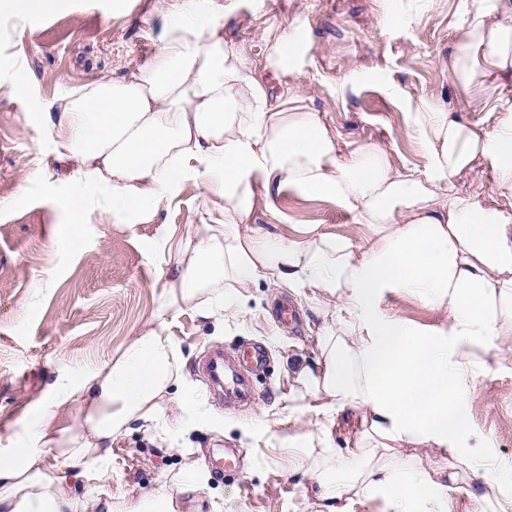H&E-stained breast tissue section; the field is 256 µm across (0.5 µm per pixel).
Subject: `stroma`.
Listing matches in <instances>:
<instances>
[{"label":"stroma","instance_id":"obj_1","mask_svg":"<svg viewBox=\"0 0 512 512\" xmlns=\"http://www.w3.org/2000/svg\"><path fill=\"white\" fill-rule=\"evenodd\" d=\"M215 1L224 8L225 38L254 58L268 36L299 22L310 108L346 141L391 145L398 167L424 166L408 128L411 102L439 97L462 108L467 123L488 119L465 108L442 68L472 0H194V7L204 14ZM165 24L158 0H65L64 10L29 18L0 9V463L18 459L41 427L69 435L72 406L53 401L61 382L83 381L162 312L177 249L203 216L191 181L143 215L113 216L101 189L72 180L40 119L74 88L148 63ZM74 196L85 205L73 241L67 202ZM250 223L286 238L365 232L334 204L260 186ZM242 293V322L206 319L191 306L168 316L166 334L183 354L182 383L171 393L195 401L180 421L134 423L113 441L106 476L114 494L149 495L192 462L209 471L213 451L229 445L239 465L221 478L210 474L195 496L200 512H318L311 476L319 453L346 447L360 411L346 407L324 426L310 408L289 418L288 402L299 390L295 363L318 361L317 329L335 310L261 284ZM283 300L296 307L295 328L274 316ZM381 309L428 329L445 321L401 290L386 292ZM255 342L270 349L253 377L257 398L226 407L194 364L208 347ZM465 390L472 444L512 466V359L467 377Z\"/></svg>","mask_w":512,"mask_h":512}]
</instances>
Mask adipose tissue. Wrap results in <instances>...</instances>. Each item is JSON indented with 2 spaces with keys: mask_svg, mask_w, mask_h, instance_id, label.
<instances>
[{
  "mask_svg": "<svg viewBox=\"0 0 512 512\" xmlns=\"http://www.w3.org/2000/svg\"><path fill=\"white\" fill-rule=\"evenodd\" d=\"M160 6L169 22L152 62L72 90L43 125L73 178L110 190L113 211H146L192 180L206 220L178 251L163 286L165 314L84 381L61 386L60 397L77 411L76 431L63 440L42 430L41 447L0 464V512H178V498L200 490L205 476L191 465L172 487L139 500L113 495L104 480L83 493L76 483L103 471L129 424L187 408L190 396L167 399L182 353L165 334V315L198 306L207 318H243L242 304L199 303L202 288L223 292L228 278L336 306L318 330L316 366L302 361L294 369L295 411L312 401L325 414L349 405L362 412L354 447L324 454L313 477L321 512H343L341 501L354 492L441 512L448 473L400 457L402 443L439 448L460 466L484 470L471 495L488 512H512V480L470 452L464 401L466 378L484 369L475 348L512 357V107L496 99L512 82V0H474L442 64L491 123L468 125L441 99L410 103L420 170L396 167L386 145L342 140L309 109L299 82L300 25L268 41L255 61L214 21L195 18L188 0ZM478 173L489 181L459 188ZM259 184L332 202L372 232L255 233L247 223ZM399 289L443 311L445 325L427 330L385 315L381 296ZM47 444L61 465H45Z\"/></svg>",
  "mask_w": 512,
  "mask_h": 512,
  "instance_id": "obj_1",
  "label": "adipose tissue"
}]
</instances>
